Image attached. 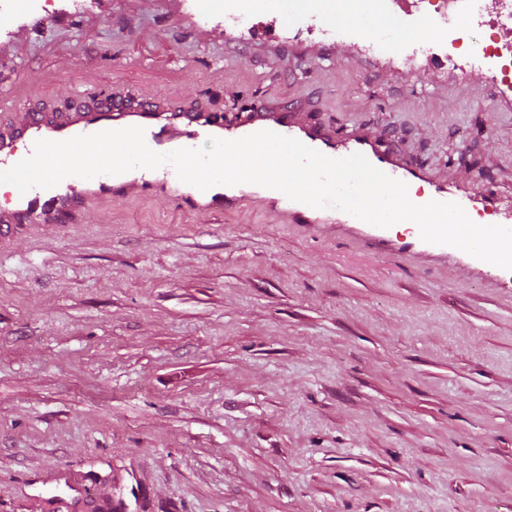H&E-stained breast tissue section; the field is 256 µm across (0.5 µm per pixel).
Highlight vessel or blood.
I'll return each mask as SVG.
<instances>
[{
    "instance_id": "vessel-or-blood-1",
    "label": "vessel or blood",
    "mask_w": 512,
    "mask_h": 512,
    "mask_svg": "<svg viewBox=\"0 0 512 512\" xmlns=\"http://www.w3.org/2000/svg\"><path fill=\"white\" fill-rule=\"evenodd\" d=\"M197 13L213 18L215 11H222L225 19L232 20L242 12L271 15L279 27L296 25L302 0H194ZM137 126L144 128L145 141L155 152H163L167 144L177 142L182 147L194 148L199 135L224 140L238 139L262 130L297 139L326 156L342 158L359 152L372 165L392 178L414 185L430 182L434 185L432 200L455 202L469 207L473 191L459 184L432 182L427 170L413 162L400 159L386 140L359 132L346 138L332 139L326 127L298 123L295 115L252 107L245 121L225 123L221 114L202 110H175L156 103L136 99L118 100L103 105L90 103L67 112H30L18 123L0 130V171L7 170L21 161L18 143L34 145L37 140H67L79 135H90L105 130ZM180 180L172 166H165L162 178L136 179L123 184V193L150 190L175 191ZM110 175L102 174L86 180L69 177L59 185L43 189L35 187L24 194H15L14 205L0 209V239L19 231L41 226L74 224L81 220L88 204L95 199L111 196Z\"/></svg>"
}]
</instances>
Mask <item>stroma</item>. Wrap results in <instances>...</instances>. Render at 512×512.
<instances>
[{"label":"stroma","instance_id":"obj_1","mask_svg":"<svg viewBox=\"0 0 512 512\" xmlns=\"http://www.w3.org/2000/svg\"><path fill=\"white\" fill-rule=\"evenodd\" d=\"M0 9V125L87 96L256 103L512 203V99L356 36L182 0ZM252 193L155 192L0 241V512H512V270Z\"/></svg>","mask_w":512,"mask_h":512}]
</instances>
